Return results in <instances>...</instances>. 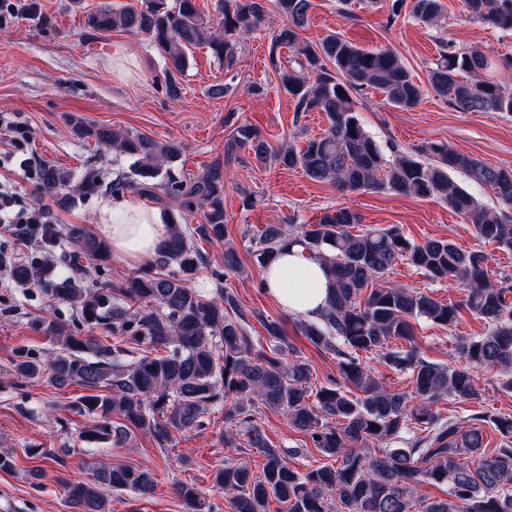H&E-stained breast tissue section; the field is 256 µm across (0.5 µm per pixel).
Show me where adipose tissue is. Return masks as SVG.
I'll return each mask as SVG.
<instances>
[{
  "mask_svg": "<svg viewBox=\"0 0 512 512\" xmlns=\"http://www.w3.org/2000/svg\"><path fill=\"white\" fill-rule=\"evenodd\" d=\"M94 222L113 259L133 267L154 256L166 235L167 214L134 197L105 198ZM267 293L289 314L320 320L331 284L323 265L300 246L284 247L263 273Z\"/></svg>",
  "mask_w": 512,
  "mask_h": 512,
  "instance_id": "1",
  "label": "adipose tissue"
}]
</instances>
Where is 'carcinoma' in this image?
I'll return each mask as SVG.
<instances>
[{"label":"carcinoma","mask_w":512,"mask_h":512,"mask_svg":"<svg viewBox=\"0 0 512 512\" xmlns=\"http://www.w3.org/2000/svg\"><path fill=\"white\" fill-rule=\"evenodd\" d=\"M313 6L312 0H275L284 23L272 37L269 61L297 107L324 112L328 128L300 148H274L259 130L244 125L234 143L248 148L260 165L300 169L339 190L443 199L473 226L476 237L512 251V215L484 205L449 178L452 170L468 172L511 205L512 170L484 164L443 142L387 158L360 123L353 92L374 88L388 103L412 108L423 90L390 49L360 48L337 33L315 46L305 41L300 31ZM408 9L430 27L439 26L447 12L443 0H409ZM466 9L474 20L512 31V0H466ZM265 13L264 0H216L215 14L208 17L196 0H141L136 9L106 3L87 15V25L98 33L151 36L165 59L166 92L176 99L192 48L205 45L230 67L240 42L259 29ZM282 47L296 56V66L281 65ZM491 67L480 51H443L428 71V83L461 112H512V88L484 76ZM68 122L78 137L132 159V177L114 183L112 191L153 196L160 188L171 202L168 234L153 262L112 288L92 279V269L109 258V244L76 224L38 225L32 243L51 256V263L27 260L10 270L16 282L39 288L75 311L70 325L41 319L37 329L56 352L43 361L35 348L21 346L14 368L25 379L45 375L57 386L77 384L87 390L79 411L94 422L81 433L84 441L119 447L137 429L164 449L180 435L205 429L210 409L222 405L228 429L219 440L227 448H256L264 457L258 472L245 462L226 463L215 471V486L234 491V512H412L418 500L424 503L421 512H512V442L486 455L481 428L441 424L431 409L448 395L468 402L481 399L476 369L501 370L499 385L512 391L511 277H489L482 252L450 239L416 242L395 225L354 232L360 218L347 209L300 225L293 238L279 224L260 227L253 234L260 266L274 260L282 247L299 244L325 265L333 283L322 319L301 320L297 327L311 344L338 359L339 378L317 388L310 385V367L297 355L282 322L257 314L267 344L257 349L233 294L226 290L220 301H208L186 285V276L206 264L190 236L212 242L226 236L223 170L214 167L186 181L174 172L181 155L176 144L90 125L80 116L71 115ZM40 185L64 205L75 194H97L102 180L94 168L75 181L69 171L46 166L40 170ZM194 213L203 221L189 230L187 216ZM65 237L75 250L59 253ZM402 260L433 282L461 286L463 299L444 303L389 284L386 274ZM238 268L229 245L224 269L212 275L219 279ZM463 310L487 324L482 336L457 338L465 367L421 358L414 322L424 319L451 331ZM98 329L112 331L115 340L103 342L94 335ZM361 351L411 371L412 389H388L360 361ZM129 355L132 359L124 362ZM261 405L283 412L333 462L304 472L293 468L257 422ZM413 424L423 427L425 435L396 446ZM434 482L448 486V498L427 503L420 493ZM155 485L149 469L100 464L91 481L63 488L71 512H109L104 491L147 495ZM176 494L184 512H212L196 485L181 483Z\"/></svg>","instance_id":"cac0c4a2"}]
</instances>
